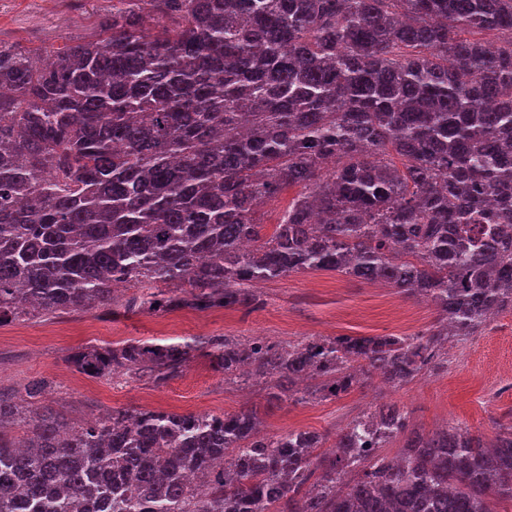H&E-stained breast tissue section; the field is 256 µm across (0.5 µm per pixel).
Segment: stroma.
<instances>
[{"label":"stroma","instance_id":"1","mask_svg":"<svg viewBox=\"0 0 512 512\" xmlns=\"http://www.w3.org/2000/svg\"><path fill=\"white\" fill-rule=\"evenodd\" d=\"M112 0H0V44L52 53L96 40ZM152 285L119 289L110 310L73 311L0 326V387L19 390L32 379L48 381L45 407L83 423L114 410L179 414L256 411L268 434L291 430L323 435L331 449L337 434L369 409L397 404L428 433L462 425L492 438L512 423V309L498 312L474 336L449 341L446 363L394 388L378 376L337 398L291 404L271 399L259 386L226 381L208 357L197 355L183 374L156 386L125 376L78 372L69 356L92 345L141 340L157 344L203 336H232L277 344L335 336H409L431 329L437 310L387 285L328 271L293 273L260 284L254 309H176L147 312L127 301Z\"/></svg>","mask_w":512,"mask_h":512}]
</instances>
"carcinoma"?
<instances>
[{"mask_svg":"<svg viewBox=\"0 0 512 512\" xmlns=\"http://www.w3.org/2000/svg\"><path fill=\"white\" fill-rule=\"evenodd\" d=\"M272 232L258 210L285 188ZM334 270L434 302L411 336L90 346L69 362L161 385L206 348L276 400L393 387L512 308V0H114L40 65L0 45V326L106 308L252 309ZM0 390V512H491L512 425L431 434L401 406L337 436L230 415L114 410L80 425ZM402 440L398 456L377 455ZM371 457L352 453L360 442Z\"/></svg>","mask_w":512,"mask_h":512,"instance_id":"carcinoma-1","label":"carcinoma"}]
</instances>
